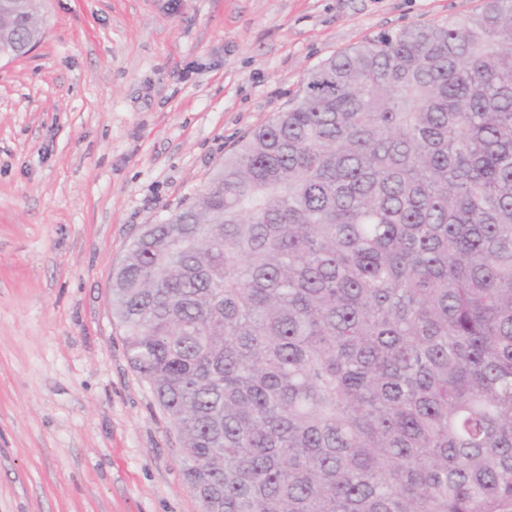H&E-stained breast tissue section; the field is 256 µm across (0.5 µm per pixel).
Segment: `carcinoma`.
<instances>
[{
    "label": "carcinoma",
    "mask_w": 512,
    "mask_h": 512,
    "mask_svg": "<svg viewBox=\"0 0 512 512\" xmlns=\"http://www.w3.org/2000/svg\"><path fill=\"white\" fill-rule=\"evenodd\" d=\"M112 317L202 512H512V0L308 71Z\"/></svg>",
    "instance_id": "cac0c4a2"
}]
</instances>
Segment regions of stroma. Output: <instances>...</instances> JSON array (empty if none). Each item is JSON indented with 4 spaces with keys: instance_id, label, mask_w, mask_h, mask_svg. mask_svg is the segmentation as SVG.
Here are the masks:
<instances>
[{
    "instance_id": "stroma-1",
    "label": "stroma",
    "mask_w": 512,
    "mask_h": 512,
    "mask_svg": "<svg viewBox=\"0 0 512 512\" xmlns=\"http://www.w3.org/2000/svg\"><path fill=\"white\" fill-rule=\"evenodd\" d=\"M482 0H37L0 59V512H201L112 273L330 55Z\"/></svg>"
}]
</instances>
